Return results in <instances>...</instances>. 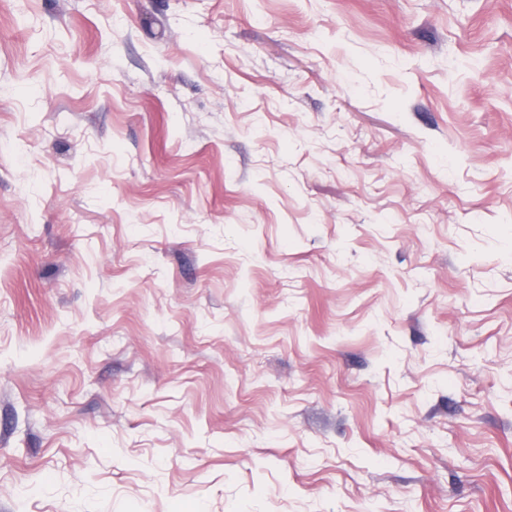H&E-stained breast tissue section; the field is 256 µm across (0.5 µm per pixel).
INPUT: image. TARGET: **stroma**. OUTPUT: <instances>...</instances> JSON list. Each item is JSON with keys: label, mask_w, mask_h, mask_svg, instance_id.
I'll list each match as a JSON object with an SVG mask.
<instances>
[{"label": "stroma", "mask_w": 512, "mask_h": 512, "mask_svg": "<svg viewBox=\"0 0 512 512\" xmlns=\"http://www.w3.org/2000/svg\"><path fill=\"white\" fill-rule=\"evenodd\" d=\"M0 512H512V0H0Z\"/></svg>", "instance_id": "35a3bbf8"}]
</instances>
